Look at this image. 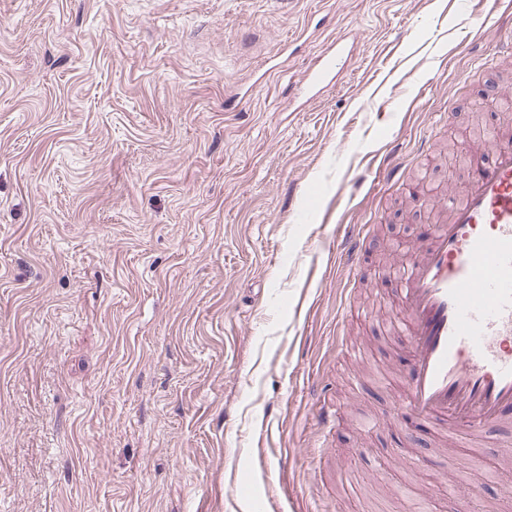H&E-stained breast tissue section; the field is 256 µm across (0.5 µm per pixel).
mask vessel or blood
<instances>
[{
  "label": "vessel or blood",
  "instance_id": "obj_1",
  "mask_svg": "<svg viewBox=\"0 0 512 512\" xmlns=\"http://www.w3.org/2000/svg\"><path fill=\"white\" fill-rule=\"evenodd\" d=\"M355 44L337 37L301 91L321 100ZM446 221L423 228L402 268L394 322L408 355L391 417L405 434L486 432L512 422V133L476 150Z\"/></svg>",
  "mask_w": 512,
  "mask_h": 512
}]
</instances>
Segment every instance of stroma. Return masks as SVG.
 Listing matches in <instances>:
<instances>
[{"label": "stroma", "instance_id": "1", "mask_svg": "<svg viewBox=\"0 0 512 512\" xmlns=\"http://www.w3.org/2000/svg\"><path fill=\"white\" fill-rule=\"evenodd\" d=\"M472 3L0 0V512H512L511 427L447 470L387 417L422 193L512 129ZM346 32L356 63L289 103Z\"/></svg>", "mask_w": 512, "mask_h": 512}]
</instances>
